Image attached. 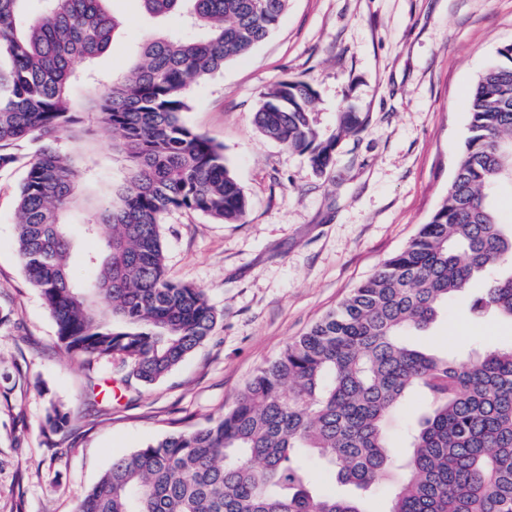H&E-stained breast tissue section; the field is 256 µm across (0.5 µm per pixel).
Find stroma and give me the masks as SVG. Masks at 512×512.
I'll return each mask as SVG.
<instances>
[{"instance_id": "35a3bbf8", "label": "stroma", "mask_w": 512, "mask_h": 512, "mask_svg": "<svg viewBox=\"0 0 512 512\" xmlns=\"http://www.w3.org/2000/svg\"><path fill=\"white\" fill-rule=\"evenodd\" d=\"M122 22L98 60L122 73L143 41L179 29L140 0H106ZM512 43V0H290L277 29L248 55L188 91L185 122L224 147L248 208L224 224L171 211L162 227L169 277L201 291L218 319L209 338L163 379L115 385V362L82 363L24 273L16 244L23 167L0 172V512H75L125 454L231 407L259 368L336 308L401 249L442 201L467 135L470 90ZM284 79L310 82L317 126L354 112L317 174L261 134L253 114ZM452 301L412 344L459 354L512 343V323ZM71 423L50 431V402Z\"/></svg>"}]
</instances>
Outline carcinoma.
<instances>
[{"label": "carcinoma", "instance_id": "cac0c4a2", "mask_svg": "<svg viewBox=\"0 0 512 512\" xmlns=\"http://www.w3.org/2000/svg\"><path fill=\"white\" fill-rule=\"evenodd\" d=\"M29 2L0 0V172L18 162L16 146L36 145L17 197L20 262L71 357L112 359L153 384L216 323L200 291L166 276L165 215L237 223L247 212L223 147L183 120L187 93L267 38L289 0H141L152 16L180 14L198 35L150 38L116 76L93 71L119 27L106 0H43L32 14ZM498 56L472 87L446 195L415 236L261 368L224 415L112 459L77 512H375L365 504L398 473L381 512H512V346L459 357L407 341L480 274L487 288L471 314L512 321V224L491 204L512 182V44ZM316 98L306 81H281L254 124L323 174L363 120L339 112L325 135ZM91 116L119 135L125 162L104 203L81 139ZM78 207L91 218L64 222ZM78 237L99 243L81 255L92 276L80 283L69 271ZM413 390L425 410L399 457L387 423ZM70 421L50 405L52 432ZM310 456L348 491L320 490Z\"/></svg>", "mask_w": 512, "mask_h": 512}]
</instances>
